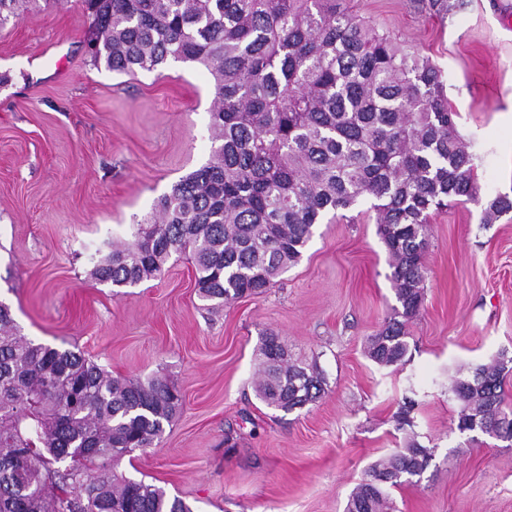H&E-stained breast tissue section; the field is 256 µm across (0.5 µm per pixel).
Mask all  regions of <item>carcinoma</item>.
I'll use <instances>...</instances> for the list:
<instances>
[{
  "mask_svg": "<svg viewBox=\"0 0 512 512\" xmlns=\"http://www.w3.org/2000/svg\"><path fill=\"white\" fill-rule=\"evenodd\" d=\"M91 62L118 72L195 62L213 79L209 161L162 196L147 224L112 242L90 272L116 288L160 276L186 257L208 308L262 295L302 258L329 212L370 202L390 258L399 306L367 356L393 366L424 292L431 212L477 200L474 157L457 130L441 71L378 32L345 0H83ZM26 0H0V29ZM464 0H425L449 15ZM256 392L301 408L324 377L269 333L258 348ZM506 362L458 379L457 429L512 440ZM183 408L161 377L112 375L68 349L20 335L0 303V512H192L182 500L117 473L152 448ZM431 459L417 443L370 466L345 512H388L389 489Z\"/></svg>",
  "mask_w": 512,
  "mask_h": 512,
  "instance_id": "carcinoma-1",
  "label": "carcinoma"
}]
</instances>
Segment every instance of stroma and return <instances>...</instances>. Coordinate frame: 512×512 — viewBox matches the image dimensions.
Returning a JSON list of instances; mask_svg holds the SVG:
<instances>
[{"instance_id": "obj_1", "label": "stroma", "mask_w": 512, "mask_h": 512, "mask_svg": "<svg viewBox=\"0 0 512 512\" xmlns=\"http://www.w3.org/2000/svg\"><path fill=\"white\" fill-rule=\"evenodd\" d=\"M349 4L437 64L475 157L477 200L430 220L424 298L398 365L365 354L397 304L366 202L327 214L267 293L216 313L184 259L133 288L91 279L113 240L207 163L212 78L190 62L94 66L82 0H31L0 30V301L29 339L180 390L161 443L118 470L192 512H344L366 469L414 442L431 460L391 489L394 512H512V442L460 433L452 392L512 358V209L484 221L488 201L512 200V0H468L443 18L420 0ZM269 332L322 370L319 399L285 412L257 398Z\"/></svg>"}]
</instances>
